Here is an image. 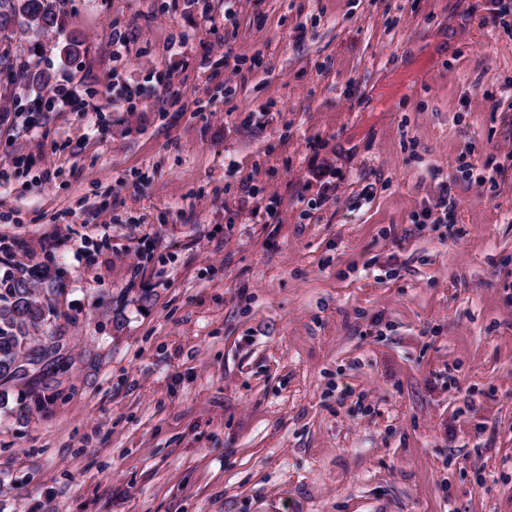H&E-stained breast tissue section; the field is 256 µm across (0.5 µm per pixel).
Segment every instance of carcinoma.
I'll list each match as a JSON object with an SVG mask.
<instances>
[{
  "mask_svg": "<svg viewBox=\"0 0 512 512\" xmlns=\"http://www.w3.org/2000/svg\"><path fill=\"white\" fill-rule=\"evenodd\" d=\"M58 0H0V89L22 82L33 91L48 86L53 76L38 64L24 60L13 51L15 36L30 29L53 32L61 25ZM84 51V41L69 35L60 47L66 58ZM55 275L49 266L0 276V407L8 402L9 391L17 388V416L51 410L61 377L72 366L69 337L55 321L59 319L53 287ZM22 358H38L42 368L32 378H18L13 367Z\"/></svg>",
  "mask_w": 512,
  "mask_h": 512,
  "instance_id": "cac0c4a2",
  "label": "carcinoma"
}]
</instances>
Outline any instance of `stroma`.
<instances>
[{"mask_svg": "<svg viewBox=\"0 0 512 512\" xmlns=\"http://www.w3.org/2000/svg\"><path fill=\"white\" fill-rule=\"evenodd\" d=\"M60 15L0 271L56 270L72 367L0 410V512H512V0Z\"/></svg>", "mask_w": 512, "mask_h": 512, "instance_id": "35a3bbf8", "label": "stroma"}]
</instances>
